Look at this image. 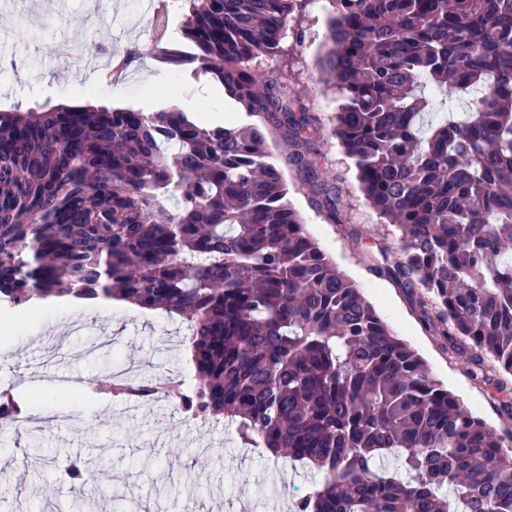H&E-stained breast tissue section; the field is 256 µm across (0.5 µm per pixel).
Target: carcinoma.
Here are the masks:
<instances>
[{"label": "carcinoma", "mask_w": 512, "mask_h": 512, "mask_svg": "<svg viewBox=\"0 0 512 512\" xmlns=\"http://www.w3.org/2000/svg\"><path fill=\"white\" fill-rule=\"evenodd\" d=\"M181 2L184 42L166 2L154 42L127 58L207 76L253 121L48 100L0 110V298L177 314L196 373L172 392L179 406L319 474L289 512H512V434L430 376L288 198L287 168L328 222L351 210L314 160L318 117L290 107L292 74L254 64L313 0ZM326 15L330 134L400 232L398 258L382 244L370 270L407 290L511 421L512 0H328ZM133 390L147 392L96 387ZM390 454L399 468H380Z\"/></svg>", "instance_id": "1"}]
</instances>
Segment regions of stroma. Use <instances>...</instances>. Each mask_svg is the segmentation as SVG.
I'll return each mask as SVG.
<instances>
[{
	"label": "stroma",
	"instance_id": "35a3bbf8",
	"mask_svg": "<svg viewBox=\"0 0 512 512\" xmlns=\"http://www.w3.org/2000/svg\"><path fill=\"white\" fill-rule=\"evenodd\" d=\"M145 25L127 0H109L105 7L99 0H0V108L25 110L47 99L65 102L77 88L109 106L119 87L127 106L148 100L156 111L172 100L147 96L146 88L176 83L191 95L197 80L177 76L148 57L114 70L115 58L141 41ZM303 28L300 42L294 31L286 33V44L295 48L292 56H266L261 66L294 70L297 96L323 124L314 137L320 167L351 198L353 209L346 223L327 222L292 171L287 174L290 200L337 267L420 352L430 373L494 428L512 431L492 389L449 357L400 288L368 271L366 256L377 255L379 244L397 243L399 234L373 212L349 158L329 135L336 103L317 63L322 51L317 34L325 29L321 8H314ZM184 333L178 316L114 299L74 308L69 298H55L33 312L1 304L0 385L12 386L25 406L32 393H40L41 404L52 408L58 420L33 433L0 438V459L9 462L14 476L11 493L0 498V512H171L178 494L185 512H287L292 497L310 493L317 474L280 467L241 447L224 420L200 424L180 437L172 433L179 414L175 401L163 397L134 408L96 393L97 379L128 368L137 379L150 380L161 360L193 372ZM72 415L96 423L98 432L91 436L69 423ZM93 455L101 478L97 493L65 491L68 466Z\"/></svg>",
	"mask_w": 512,
	"mask_h": 512
}]
</instances>
